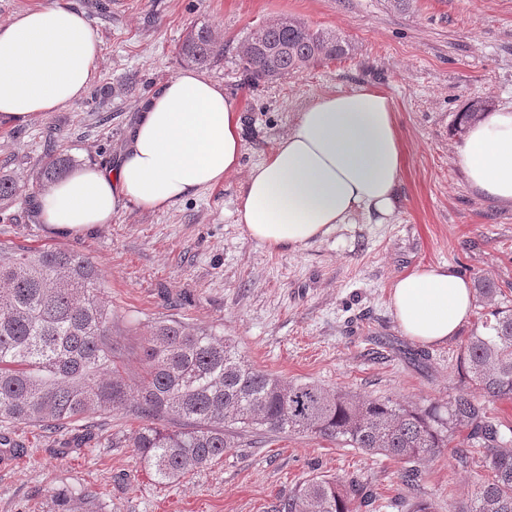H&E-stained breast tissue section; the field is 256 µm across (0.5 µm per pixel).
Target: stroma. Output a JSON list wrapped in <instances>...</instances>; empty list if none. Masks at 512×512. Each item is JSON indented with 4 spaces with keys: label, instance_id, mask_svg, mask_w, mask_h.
<instances>
[{
    "label": "stroma",
    "instance_id": "1",
    "mask_svg": "<svg viewBox=\"0 0 512 512\" xmlns=\"http://www.w3.org/2000/svg\"><path fill=\"white\" fill-rule=\"evenodd\" d=\"M69 2L99 32L102 54L82 99L26 123L0 121V176L17 186L16 196L0 200V242L90 257L130 385L139 383V353L152 327L177 320L230 340L245 360L284 381L447 414L449 396L466 384L458 357L481 309L473 307L448 341L422 345L400 329L389 295L399 277L446 263L467 280L495 283L512 301V206L470 188L452 132L474 96L512 106V0H414L408 13L387 0ZM286 17L342 32L349 55L250 83L237 56L241 39ZM201 23L224 46L204 75L242 114L240 167L173 206H131L83 233L40 224L31 198L49 156L114 163L142 102L183 70L179 43ZM362 85L382 89L394 106L402 167L392 215L383 224L342 225L296 251L249 238L235 201L250 167L316 97ZM95 422L82 443L77 425L0 426V512H55L63 489L93 495L99 512H278L317 473L364 485L372 500L360 512H412L421 499L436 512H465L483 473L449 447L420 462L424 479L410 488L403 462L312 436L250 433L214 465L160 484L128 446L139 419L105 413Z\"/></svg>",
    "mask_w": 512,
    "mask_h": 512
}]
</instances>
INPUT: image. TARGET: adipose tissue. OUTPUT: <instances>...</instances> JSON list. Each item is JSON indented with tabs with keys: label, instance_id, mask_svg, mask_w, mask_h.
Wrapping results in <instances>:
<instances>
[{
	"label": "adipose tissue",
	"instance_id": "adipose-tissue-1",
	"mask_svg": "<svg viewBox=\"0 0 512 512\" xmlns=\"http://www.w3.org/2000/svg\"><path fill=\"white\" fill-rule=\"evenodd\" d=\"M100 55L98 32L68 0L16 13L0 24V119L27 122L80 100ZM241 151L235 101L201 73L184 70L142 103L116 164L74 168L36 195L35 210L56 232L87 231L111 223L123 208H166L222 183ZM456 158L474 189L512 203V106L474 123ZM400 174L388 95L367 85L326 94L249 170L237 221L269 248L300 249L343 224L384 223ZM390 304L401 330L431 345L457 333L473 295L452 266L440 264L397 279Z\"/></svg>",
	"mask_w": 512,
	"mask_h": 512
}]
</instances>
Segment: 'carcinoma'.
<instances>
[{"mask_svg": "<svg viewBox=\"0 0 512 512\" xmlns=\"http://www.w3.org/2000/svg\"><path fill=\"white\" fill-rule=\"evenodd\" d=\"M351 45L339 31L284 18L250 29L239 62L254 83L315 62L342 57ZM179 55L210 68L224 49L211 28L194 25ZM491 107L476 96L457 113L462 134ZM74 164L52 157L40 179L50 184ZM491 309L461 347L468 387L448 399V418L398 401L358 398L315 383H284L249 364L224 337L177 321L154 326L143 348L144 373L132 392L112 343V310L89 257L66 248L28 249L0 242V423L57 430L102 413L127 412L143 421L132 442L160 483L206 468L235 447L233 431H265L341 441L368 454L409 464L402 482L420 485L411 463L438 455L463 437L479 449L487 475L466 512H512V429L489 416L485 403L512 400V309L493 305L497 288L474 283ZM363 487L354 479L314 476L288 494L281 512H359Z\"/></svg>", "mask_w": 512, "mask_h": 512, "instance_id": "cac0c4a2", "label": "carcinoma"}]
</instances>
